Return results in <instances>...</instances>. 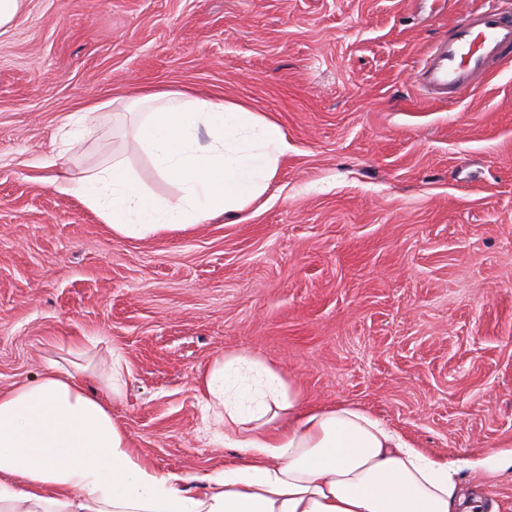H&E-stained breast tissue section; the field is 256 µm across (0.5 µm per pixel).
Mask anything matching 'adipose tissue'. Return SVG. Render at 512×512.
Wrapping results in <instances>:
<instances>
[{"label":"adipose tissue","mask_w":512,"mask_h":512,"mask_svg":"<svg viewBox=\"0 0 512 512\" xmlns=\"http://www.w3.org/2000/svg\"><path fill=\"white\" fill-rule=\"evenodd\" d=\"M115 118L178 196H155L119 151L83 177L63 173L53 184L117 239L244 212L290 149L267 116L181 90L139 95ZM98 342L68 340L74 364L49 361L37 380L0 392V512H494L463 491L459 475L512 469V449L438 457L358 406L310 408L275 365L241 350L195 379L205 438L239 451L198 489L183 473L158 472L113 419L110 402L123 396L129 373L121 348L110 351L107 398L86 391L80 360Z\"/></svg>","instance_id":"adipose-tissue-1"}]
</instances>
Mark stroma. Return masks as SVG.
<instances>
[{
    "instance_id": "1",
    "label": "stroma",
    "mask_w": 512,
    "mask_h": 512,
    "mask_svg": "<svg viewBox=\"0 0 512 512\" xmlns=\"http://www.w3.org/2000/svg\"><path fill=\"white\" fill-rule=\"evenodd\" d=\"M479 0H25L0 34V391L61 340L103 336L130 374L113 418L157 471L201 479L194 380L247 350L310 406L354 404L435 455L512 443V63L459 102L421 60ZM265 114L291 150L239 216L116 240L50 179L64 118L144 89ZM175 198L103 110L61 157L105 149ZM465 491L512 512V471Z\"/></svg>"
}]
</instances>
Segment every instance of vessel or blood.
Listing matches in <instances>:
<instances>
[{"mask_svg": "<svg viewBox=\"0 0 512 512\" xmlns=\"http://www.w3.org/2000/svg\"><path fill=\"white\" fill-rule=\"evenodd\" d=\"M499 2L484 0L431 47L420 68L421 95L457 99L496 66L512 60V10H503Z\"/></svg>", "mask_w": 512, "mask_h": 512, "instance_id": "1", "label": "vessel or blood"}]
</instances>
